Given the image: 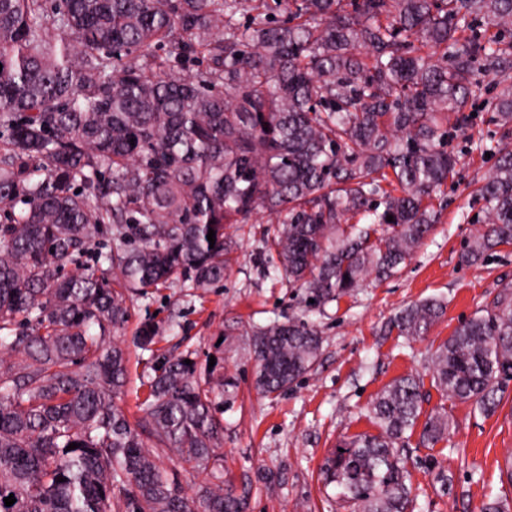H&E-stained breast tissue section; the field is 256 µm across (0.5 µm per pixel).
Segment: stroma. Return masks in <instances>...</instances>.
Instances as JSON below:
<instances>
[{
    "mask_svg": "<svg viewBox=\"0 0 512 512\" xmlns=\"http://www.w3.org/2000/svg\"><path fill=\"white\" fill-rule=\"evenodd\" d=\"M479 82L466 107L470 121L448 138L458 164L443 193L431 200L434 229L391 278L366 279L340 300L308 307L298 288L268 274L277 263L270 247L277 223L261 210L248 223L228 225L235 247L222 282L204 288L176 282L134 297L128 324L114 336L132 353L120 407L130 418L140 417L144 382L157 357L189 353L200 367H213L215 378L226 383L218 412L224 421V478L245 495L246 512H356L326 482L323 462L342 440L377 433L372 400L409 375L423 383V415L442 411L452 422L446 439L423 441L417 427L403 444L413 512H480L496 498L512 502V483L503 473L512 455V381L499 392L496 411L485 415L473 402L446 399L431 372L433 353L455 328L512 288V245L474 264L463 260L485 216L476 189L494 165L478 144L503 136L490 102L504 82L485 75ZM429 298L443 304L441 318L424 337L400 336L395 316ZM296 319L318 327L319 360L286 392L262 396L254 387L252 332ZM146 322L158 328L148 351L135 345V333Z\"/></svg>",
    "mask_w": 512,
    "mask_h": 512,
    "instance_id": "stroma-1",
    "label": "stroma"
}]
</instances>
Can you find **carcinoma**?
<instances>
[{"instance_id":"carcinoma-1","label":"carcinoma","mask_w":512,"mask_h":512,"mask_svg":"<svg viewBox=\"0 0 512 512\" xmlns=\"http://www.w3.org/2000/svg\"><path fill=\"white\" fill-rule=\"evenodd\" d=\"M478 20L512 28V0H0V512H244L224 487L219 388L191 354L165 357L131 422L117 404L131 357L112 333L147 288L223 281L226 225L258 209L285 216L273 272L314 305L392 277L433 228L457 165L448 124L466 123L476 72L512 69V43L464 36ZM163 45L200 49L204 75L175 74ZM492 106L504 139L486 148L468 262L512 244V88ZM441 313L422 301L395 326L422 337ZM321 344L308 321L258 328L255 388L287 390ZM432 378L495 411L512 292L439 346ZM423 402L419 381H394L370 407L380 432L327 459L359 512H408L399 444ZM449 430L437 412L422 437ZM159 450L207 481L186 492Z\"/></svg>"}]
</instances>
